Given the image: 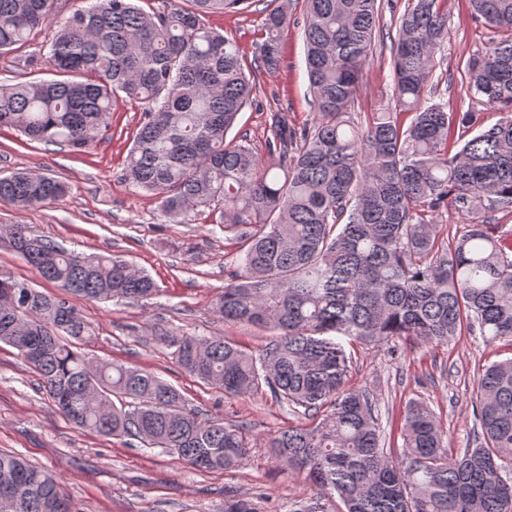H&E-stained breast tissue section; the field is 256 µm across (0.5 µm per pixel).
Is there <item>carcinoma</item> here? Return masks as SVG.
I'll use <instances>...</instances> for the list:
<instances>
[{
	"mask_svg": "<svg viewBox=\"0 0 512 512\" xmlns=\"http://www.w3.org/2000/svg\"><path fill=\"white\" fill-rule=\"evenodd\" d=\"M58 26L47 63L52 80L0 81V127L73 151L109 127L118 100L142 106L123 177L155 196L170 224L205 219L236 245V269L212 302L220 318L271 337L257 352L222 336H164L177 363L226 397L268 388L299 422L269 439L276 459L319 496L287 512H512V357L479 372L472 443L448 450L426 402L404 409L403 445L384 448L379 411L347 386L338 337L365 343L444 344L466 331L512 345V0H470L500 39L467 62L468 93L502 111L484 126L428 98L448 40L447 0H407L391 41V105L360 121L351 104L383 35L384 0H303L313 111L296 129L271 114L267 159L227 134L254 91L258 66L280 62L286 3L264 16L260 64L207 26L250 0H188L149 13L140 0H84ZM54 0H0V55L53 20ZM411 115L409 125L399 120ZM46 175L0 177V202L33 207L65 196ZM465 219L439 240L432 215ZM59 289L46 294L0 273V343L16 349L57 412L77 429L160 448L199 471L244 462L243 427L203 418L155 373L96 360L82 350L88 323L66 315L72 298L139 301L159 288L119 255H87L1 224L0 239ZM3 512H80L60 477L0 451ZM224 512H258L224 493Z\"/></svg>",
	"mask_w": 512,
	"mask_h": 512,
	"instance_id": "cac0c4a2",
	"label": "carcinoma"
}]
</instances>
